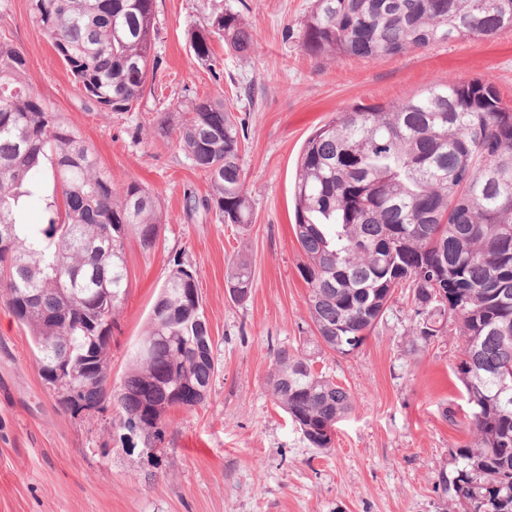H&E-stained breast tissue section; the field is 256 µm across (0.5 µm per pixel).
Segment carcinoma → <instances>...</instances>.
Returning a JSON list of instances; mask_svg holds the SVG:
<instances>
[{
  "label": "carcinoma",
  "instance_id": "obj_1",
  "mask_svg": "<svg viewBox=\"0 0 512 512\" xmlns=\"http://www.w3.org/2000/svg\"><path fill=\"white\" fill-rule=\"evenodd\" d=\"M34 21L87 97L128 112L157 74L155 0H31ZM512 30V0H313L303 32L312 56L380 60L462 37ZM198 64L219 78L213 37L240 58L256 32L237 12L213 11L187 32ZM24 55L0 38V292L32 336L41 379L66 413L112 399L117 424L140 432L154 457L168 412L207 398L215 364L192 269L177 261L150 312L129 370L110 389L112 325L130 287L125 244L159 238L155 196L137 180L119 187L83 137L26 83ZM161 132L211 186L185 194L224 224L251 223L243 177L245 123L222 98L195 95L161 114ZM299 272L317 343L358 352L395 293L409 289L416 341L429 345L461 324L454 373L468 401L474 441L455 449V502L465 512H512V106L477 79L433 83L391 106L337 113L307 139L294 182ZM38 203L42 219L25 221ZM253 287L243 259L230 262L236 302ZM271 393L319 450L353 409L348 389L317 373L303 353H276Z\"/></svg>",
  "mask_w": 512,
  "mask_h": 512
}]
</instances>
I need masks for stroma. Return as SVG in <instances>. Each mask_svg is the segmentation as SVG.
<instances>
[{
  "label": "stroma",
  "mask_w": 512,
  "mask_h": 512,
  "mask_svg": "<svg viewBox=\"0 0 512 512\" xmlns=\"http://www.w3.org/2000/svg\"><path fill=\"white\" fill-rule=\"evenodd\" d=\"M259 37L242 59L214 41L224 72L214 80L187 41L210 0H156L163 64L136 108L106 114L89 101L31 20L30 0H0V36L27 60V82L91 144L114 184L144 183L163 227L150 251L126 249L129 293L112 329L111 377L147 329L174 261L196 275L213 341L209 394L193 410H171L159 460L114 427L105 405L62 411L43 381L31 338L0 300V512H445L442 476L454 449L474 438L465 390L454 375L457 322L428 346H413L410 301L399 293L365 346L344 357L315 346L293 233V183L309 136L337 112L392 105L430 84L478 79L512 102V31L468 37L382 60L315 58L302 45L312 0H219ZM198 94L224 98L246 122L244 176L251 224L187 213L185 194L205 196V173L174 136L157 128L169 104ZM245 258L249 298L231 299L228 263ZM307 350L314 368L349 389L352 411L330 450L312 448L274 403L277 351Z\"/></svg>",
  "instance_id": "1"
}]
</instances>
